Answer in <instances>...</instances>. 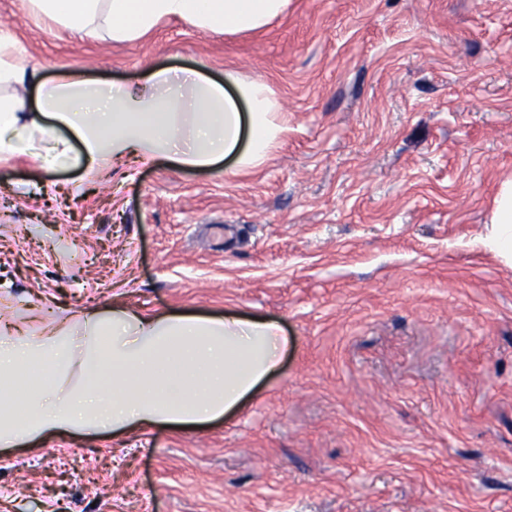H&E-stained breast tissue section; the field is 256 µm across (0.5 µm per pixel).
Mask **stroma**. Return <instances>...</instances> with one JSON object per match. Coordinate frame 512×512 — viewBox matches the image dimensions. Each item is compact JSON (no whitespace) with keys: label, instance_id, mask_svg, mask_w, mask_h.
Returning a JSON list of instances; mask_svg holds the SVG:
<instances>
[{"label":"stroma","instance_id":"35a3bbf8","mask_svg":"<svg viewBox=\"0 0 512 512\" xmlns=\"http://www.w3.org/2000/svg\"><path fill=\"white\" fill-rule=\"evenodd\" d=\"M18 58L135 85L262 81L259 165L0 158V299L271 319L291 345L231 417L0 450V512H512V0H290L257 31L116 42L0 0ZM492 246L506 261L512 260V184L503 185L494 200Z\"/></svg>","mask_w":512,"mask_h":512}]
</instances>
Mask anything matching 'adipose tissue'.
<instances>
[{"instance_id": "ef3b65f1", "label": "adipose tissue", "mask_w": 512, "mask_h": 512, "mask_svg": "<svg viewBox=\"0 0 512 512\" xmlns=\"http://www.w3.org/2000/svg\"><path fill=\"white\" fill-rule=\"evenodd\" d=\"M289 0H29L34 13L81 32L105 24L132 41L160 20L179 17L202 30H256L284 15ZM0 34V156L23 151L68 128L80 153L56 148L43 159L68 161L85 176L134 155L208 169L225 158L259 164L281 129V105L260 82L193 70L151 73L136 86L98 83L71 71L56 80L21 64ZM36 88L30 110L26 89ZM492 246L512 260V184L494 200ZM290 341L275 322L232 315L127 308L83 310L46 323L15 313L0 327V449L67 436L196 426L223 418L274 375Z\"/></svg>"}]
</instances>
